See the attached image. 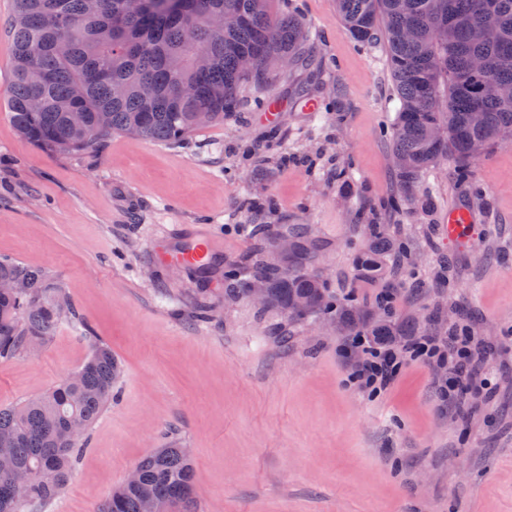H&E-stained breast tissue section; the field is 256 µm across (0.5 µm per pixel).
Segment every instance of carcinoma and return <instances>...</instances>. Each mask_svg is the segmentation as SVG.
Returning <instances> with one entry per match:
<instances>
[{
  "label": "carcinoma",
  "instance_id": "1",
  "mask_svg": "<svg viewBox=\"0 0 512 512\" xmlns=\"http://www.w3.org/2000/svg\"><path fill=\"white\" fill-rule=\"evenodd\" d=\"M270 0H153L149 18L129 0H103L97 13L89 0H15L9 38L13 66L7 107L18 133L48 153H86L114 134L175 143L201 128L197 113L208 112V124L222 123L240 106L239 91L252 79L265 80L266 62L288 56L299 61L308 44L301 38L302 21L275 16ZM339 15L358 43L381 38L399 100L390 131L391 155L406 160L396 176L403 198H416V184L437 164L452 161L461 180L472 176L474 151L486 150L512 134V99L492 92L476 93L477 84L512 85V0H337ZM231 11L239 17L217 32L205 21L209 14ZM497 27L488 42L472 39L475 24ZM415 28L418 38L405 31ZM69 42V52L57 43ZM254 54L260 71L240 69L242 56ZM151 80L163 91L175 82L195 88V97L171 102L164 97L148 104L139 87ZM215 87L224 97L211 96ZM39 95L43 108L31 112L28 99ZM84 112L76 129L68 112ZM483 114L475 125L470 113ZM446 134L431 140L428 129ZM367 246L357 257L363 276L374 280L386 262L406 251L404 242L381 224H366ZM296 250L284 265L260 264L252 278L268 286V306L291 319L322 315L339 319L351 333L370 336H413L415 325L391 327L393 314L379 313L368 325L363 311L338 303L304 266L311 252L292 234ZM16 281L12 295L0 294V359L25 352L30 342H45L59 325L64 304L61 290L35 268L0 259V279ZM297 295L310 305L302 313L288 306ZM120 374L112 349L93 343L73 375L52 390L22 403L0 407V457L12 470H0V512H42L67 484L83 451L85 430L112 401ZM138 478L122 482L101 504L99 512H144L148 501L167 512H196L194 472L186 448H158L136 466ZM30 475L17 485L13 472Z\"/></svg>",
  "mask_w": 512,
  "mask_h": 512
}]
</instances>
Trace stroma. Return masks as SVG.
<instances>
[{
    "label": "stroma",
    "instance_id": "obj_1",
    "mask_svg": "<svg viewBox=\"0 0 512 512\" xmlns=\"http://www.w3.org/2000/svg\"><path fill=\"white\" fill-rule=\"evenodd\" d=\"M272 10L299 15L312 40L302 64L245 84L233 117L178 143L115 135L66 155L11 122L14 0H0V258L40 269L78 319L0 360V406L59 384L95 338L121 368L44 512H96L159 448L191 450L197 512H512V143L476 156L471 182L448 162L425 173L417 193L430 206L387 208L399 103L382 41L354 42L336 0ZM457 205L475 216L463 248L444 236ZM373 214L412 253L368 280L356 257ZM261 224L303 228L316 246L308 272L364 310L392 292L395 322L420 334L468 327L488 349L474 378L489 396L467 391L461 409L437 411L433 369L412 362L369 399L348 379L340 326L242 293L248 270L278 259ZM179 226L213 236L208 270L160 261Z\"/></svg>",
    "mask_w": 512,
    "mask_h": 512
}]
</instances>
